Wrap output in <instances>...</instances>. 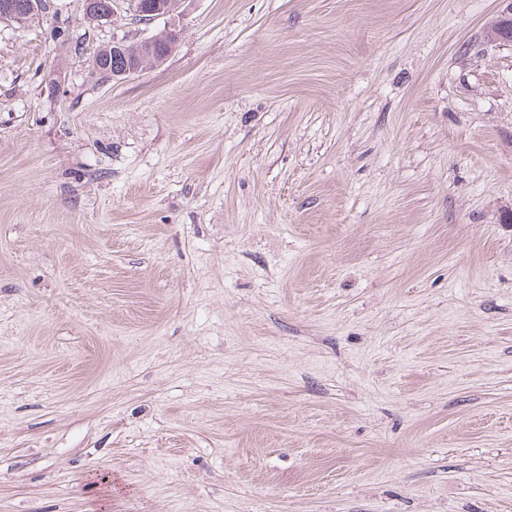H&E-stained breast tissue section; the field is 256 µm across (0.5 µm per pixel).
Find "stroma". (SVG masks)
<instances>
[{"label":"stroma","instance_id":"stroma-1","mask_svg":"<svg viewBox=\"0 0 512 512\" xmlns=\"http://www.w3.org/2000/svg\"><path fill=\"white\" fill-rule=\"evenodd\" d=\"M119 3L0 20V512H512L503 0ZM157 35H159L158 42L163 51L162 55L160 54L154 57L157 43L156 38L153 36L140 42V56L138 60H132L130 63L127 62L126 65L119 70L114 69L109 71L112 55H124L125 50L128 57H133L138 51L135 44H128L125 49L123 42L114 41L112 42V45L103 48L100 53L99 51L96 52L91 64L93 73L99 76L107 75L105 71L108 70L107 76L111 79L114 77L127 78L139 72L145 63L150 60H152L150 62L153 63H162L173 53L177 46L178 39H175V37L166 30Z\"/></svg>","mask_w":512,"mask_h":512}]
</instances>
